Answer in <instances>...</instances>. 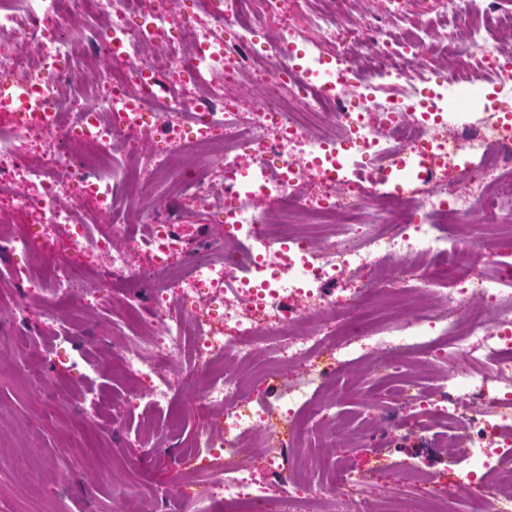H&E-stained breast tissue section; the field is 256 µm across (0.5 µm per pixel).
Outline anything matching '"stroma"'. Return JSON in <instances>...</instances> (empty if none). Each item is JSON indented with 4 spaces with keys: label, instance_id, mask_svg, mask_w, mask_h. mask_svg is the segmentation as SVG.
<instances>
[{
    "label": "stroma",
    "instance_id": "stroma-1",
    "mask_svg": "<svg viewBox=\"0 0 512 512\" xmlns=\"http://www.w3.org/2000/svg\"><path fill=\"white\" fill-rule=\"evenodd\" d=\"M448 20L435 12L433 0H390L380 13L378 26L387 35L442 29ZM41 258L32 253L18 257L16 265L0 262V315L12 318L23 309V320L32 332L30 344L12 336H0V512H112L120 501L125 512H146L153 493L167 495L166 512H193V505L177 497L182 476L179 450L197 430L211 427V420L197 413L182 394H175L171 410L185 423L180 438L142 429L141 413L107 405L94 420H86L78 398L77 375L61 369L51 379L53 399L37 407L31 374L44 346L55 333L49 310L50 296L27 294L28 281L39 269ZM71 332L74 353L99 359L86 387L122 395L136 384L112 357L119 337L106 336L110 322L104 310L69 302L59 312ZM432 432L399 431L375 446L340 444L336 454L352 463L358 476L376 490L397 484L405 468L420 465L443 475V490L457 502L453 462L441 458ZM34 453L44 470L31 482L25 456Z\"/></svg>",
    "mask_w": 512,
    "mask_h": 512
}]
</instances>
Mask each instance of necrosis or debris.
<instances>
[{
    "instance_id": "4bbe7bcc",
    "label": "necrosis or debris",
    "mask_w": 512,
    "mask_h": 512,
    "mask_svg": "<svg viewBox=\"0 0 512 512\" xmlns=\"http://www.w3.org/2000/svg\"><path fill=\"white\" fill-rule=\"evenodd\" d=\"M199 0L198 12L173 20V0H0V192L18 212L46 215L43 224L0 236V256L42 254L50 294L76 295L89 306L122 305L128 317L115 353L140 385L127 408L168 406L183 386L203 414L218 411L215 429L197 432L180 451L190 475L181 500L211 512L221 500L237 512H268L267 490L279 489L282 512H449L430 479L411 475L403 487L370 499L344 461L326 463L319 485L296 474L307 444L294 430L308 415L337 439L334 402L322 393L360 358L363 339L379 335L386 357L377 370L370 423L353 426L356 446L378 443L400 428L441 426L437 444L462 463L457 486L466 512H512V261L501 238L512 237V124L462 125L445 119L421 87L436 75L428 57L435 40L409 35L388 41L331 14L298 21V0ZM441 14L469 28L478 66L497 80L512 48L502 47L485 15L498 0H438ZM108 14V29L72 31L75 16ZM273 22L276 38L253 41ZM374 62L361 79L345 43ZM161 52L142 56L144 45ZM305 47L316 61L335 58L336 83L313 85L293 60ZM103 63L98 106L76 111L83 66ZM207 68L220 92L175 95L183 77ZM258 87L251 110L232 88L240 76ZM31 143L18 151L16 142ZM458 183L500 176L480 196ZM223 171L221 234L209 246L183 250L178 204L190 198L212 213L209 170ZM415 172V186L387 198L382 170ZM94 209L74 223L76 206ZM279 218L269 223V207ZM183 251V265L172 260ZM497 256V271L476 276V256ZM105 275L92 281V259ZM389 271L398 293L360 278L366 267ZM447 280V289L435 286ZM147 285L145 297L113 291L117 282ZM304 364L279 391L253 398L239 375L255 363L263 378L281 361ZM260 447L267 486L248 483L241 449Z\"/></svg>"
}]
</instances>
